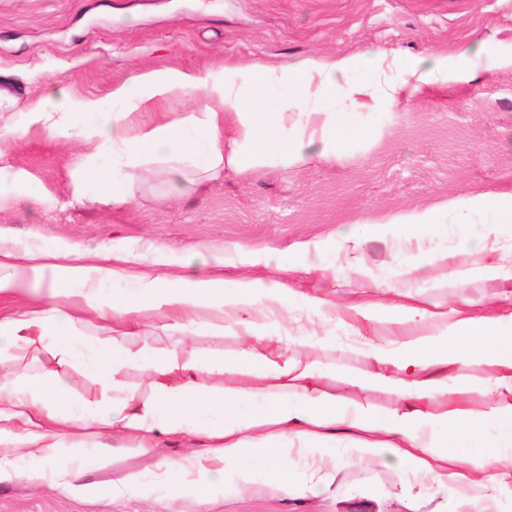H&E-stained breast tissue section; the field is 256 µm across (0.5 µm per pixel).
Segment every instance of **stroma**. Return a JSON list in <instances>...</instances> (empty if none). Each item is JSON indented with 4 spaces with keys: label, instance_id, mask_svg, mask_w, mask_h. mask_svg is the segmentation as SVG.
Masks as SVG:
<instances>
[{
    "label": "stroma",
    "instance_id": "obj_1",
    "mask_svg": "<svg viewBox=\"0 0 512 512\" xmlns=\"http://www.w3.org/2000/svg\"><path fill=\"white\" fill-rule=\"evenodd\" d=\"M483 42L512 52V0H0V69L14 72L20 97L0 112V125L24 126L29 105L52 80L77 96L103 98L135 67L207 69L376 50L453 63ZM474 62L469 82L431 86L391 106L355 111L337 102L359 133L339 142L330 162L228 167L223 180L189 185L170 180L166 162L154 160L136 171L134 199L121 207L74 200L79 143L31 137L9 144L0 151V192L34 184L50 204L0 212V234L20 246L90 251L160 245L161 270L192 269L228 288L261 272L297 270L299 291L324 287L325 315L298 300L267 314L266 323L284 336H336V345L312 351L327 367L324 385L387 411L391 395L352 386L345 374L370 365L359 337L386 344L396 329L365 322L350 301H392L377 291L383 283L431 293L448 310L512 313V223L462 207L486 193H512V65L483 56ZM430 211L434 223H409ZM489 224L504 246L498 256L461 247ZM349 230L361 236L353 263L336 247L338 232ZM429 252L448 259L412 267L411 258ZM494 259L500 268L491 278L483 268ZM306 266L312 275L303 274ZM458 270L465 279L455 278ZM186 451L183 440L167 438L156 453H122L103 466L84 457L82 480L109 485L131 471L153 478L160 458ZM407 496L386 451L369 463L344 459L334 485L302 499L254 486L204 505L162 493L85 499L28 463L0 481V512H408Z\"/></svg>",
    "mask_w": 512,
    "mask_h": 512
}]
</instances>
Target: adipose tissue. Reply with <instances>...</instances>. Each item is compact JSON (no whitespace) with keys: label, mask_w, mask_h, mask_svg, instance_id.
I'll list each match as a JSON object with an SVG mask.
<instances>
[{"label":"adipose tissue","mask_w":512,"mask_h":512,"mask_svg":"<svg viewBox=\"0 0 512 512\" xmlns=\"http://www.w3.org/2000/svg\"><path fill=\"white\" fill-rule=\"evenodd\" d=\"M358 65L352 57L253 64L243 68L239 83L222 70L137 67L104 100L75 97L53 81L30 106L23 128H0V142L82 139L92 150L74 161L79 182L93 187L95 201L121 206L134 197L132 171L151 160L169 161L174 176L192 169L220 180L228 155L254 165L272 157L304 161L303 140L315 126L324 131L316 155L331 160L337 140L359 133L337 111V99L358 110L375 107L367 86L348 80ZM393 65L399 77L381 90L389 104L472 76L464 55L453 65L444 58L426 67L408 59ZM185 102L193 112L171 117L170 108ZM293 103L303 109L294 129L288 126ZM227 126L233 135L225 140L220 131ZM143 259L140 252L112 250L92 261L80 250L0 241V298L34 297L30 309L0 318V447L23 449L25 459L43 464L44 477L86 497L141 495L149 490L145 475L131 473L107 487L86 484L81 470L58 466L59 448L67 440L95 448L109 435L125 441L127 451L147 453L165 438L180 437L204 449L166 463L162 484L169 494L207 499L229 473L237 488L259 483L276 494L303 497L323 481L324 465L335 463L341 437L347 453L361 460L390 449L400 471L430 476L432 493L461 504H479L489 490L506 486L512 472V315L437 312L428 297L413 304L356 305L367 321L436 325L435 332L392 345L367 344L364 354L374 368L349 373L352 385L393 396V408L382 413L323 387L325 369L309 351L329 345L330 337L287 341L257 320L266 305L291 304L297 291L290 284L250 279L228 288L191 273L137 271ZM118 282L125 288L116 294L111 286ZM202 310L244 331V346L230 354L146 346L133 351L81 332L91 322L133 330L154 318L194 335L210 327L198 316ZM38 344L56 367L31 376L15 373L12 362ZM472 363L493 369L485 384L491 400L479 411L469 407L464 384L448 382L449 367ZM70 367L99 386L98 402L72 397ZM131 368L141 373L142 387L124 383ZM215 374L225 376L224 386L211 383ZM479 427L487 433L484 446L468 455L457 452L455 439Z\"/></svg>","instance_id":"1"}]
</instances>
